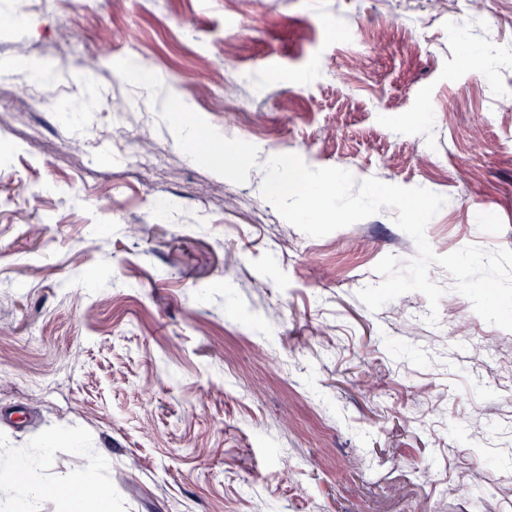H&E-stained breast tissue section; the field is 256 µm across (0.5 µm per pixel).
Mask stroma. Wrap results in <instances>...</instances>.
<instances>
[{"label":"stroma","mask_w":512,"mask_h":512,"mask_svg":"<svg viewBox=\"0 0 512 512\" xmlns=\"http://www.w3.org/2000/svg\"><path fill=\"white\" fill-rule=\"evenodd\" d=\"M0 13L20 21L0 30V473L94 472L109 512H512V331L437 265V324L416 291L360 301L384 256L416 254L394 210L313 238L260 194L265 161L295 153L444 196L436 254L512 249V0ZM133 56L223 158L188 155L125 79ZM28 58L57 75L46 95ZM85 79L99 98L66 120ZM160 198L179 203L163 221Z\"/></svg>","instance_id":"1"}]
</instances>
